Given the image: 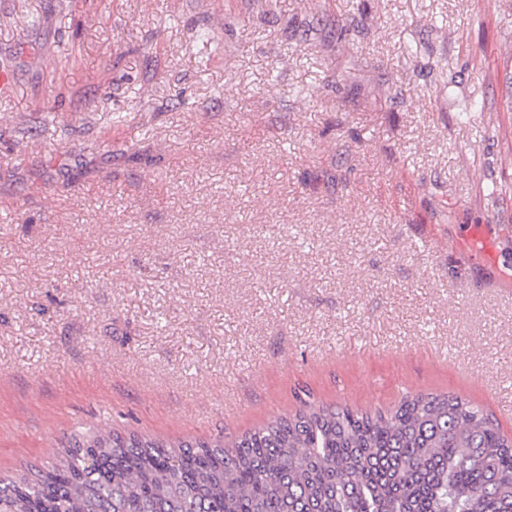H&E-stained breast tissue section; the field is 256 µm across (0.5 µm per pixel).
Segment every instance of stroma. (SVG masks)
I'll return each mask as SVG.
<instances>
[{"label":"stroma","instance_id":"35a3bbf8","mask_svg":"<svg viewBox=\"0 0 512 512\" xmlns=\"http://www.w3.org/2000/svg\"><path fill=\"white\" fill-rule=\"evenodd\" d=\"M509 45L512 0H0V474L304 400L512 438Z\"/></svg>","mask_w":512,"mask_h":512}]
</instances>
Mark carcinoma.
Masks as SVG:
<instances>
[{"instance_id":"cac0c4a2","label":"carcinoma","mask_w":512,"mask_h":512,"mask_svg":"<svg viewBox=\"0 0 512 512\" xmlns=\"http://www.w3.org/2000/svg\"><path fill=\"white\" fill-rule=\"evenodd\" d=\"M0 512H512V440L453 394L305 403L228 443L98 430L0 478Z\"/></svg>"}]
</instances>
